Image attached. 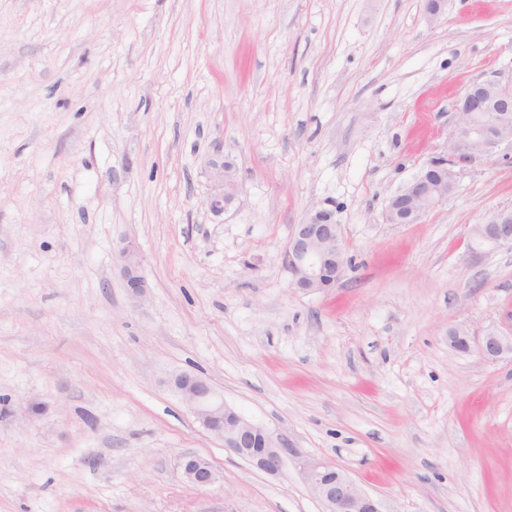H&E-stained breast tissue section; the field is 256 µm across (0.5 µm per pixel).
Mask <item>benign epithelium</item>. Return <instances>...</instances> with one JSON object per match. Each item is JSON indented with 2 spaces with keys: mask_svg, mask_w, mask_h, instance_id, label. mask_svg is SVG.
Wrapping results in <instances>:
<instances>
[{
  "mask_svg": "<svg viewBox=\"0 0 512 512\" xmlns=\"http://www.w3.org/2000/svg\"><path fill=\"white\" fill-rule=\"evenodd\" d=\"M458 127L449 143L450 151H443L427 160L421 171L402 189L388 197L384 217L389 224H417L428 211L448 204L450 196L444 183L457 182L454 163L448 155L460 161H472L483 156L512 157V128L505 123L512 112V78L493 75L475 81L470 90L455 102ZM480 112H498L499 121L481 126L474 116ZM216 193L209 206L223 211L236 196L233 165L224 159L209 164ZM468 250L475 255L474 246L486 249L512 247V225L499 213H493L486 223L471 226ZM121 272L130 297L141 301L146 294V283L141 275V261L136 248L127 244L119 251ZM288 270V287L305 293L324 292L335 287L349 265L345 247L329 209L314 211L303 224L294 225L284 251ZM481 356L489 362L512 357V333L488 331L479 343ZM173 386L187 408L202 426L224 442V447L259 469L277 474L281 471L288 448L269 430L251 422L234 408L226 405L210 382L195 374L179 373ZM178 466L191 484L206 487L220 479L214 466L206 458L185 454ZM302 475L325 508V512H383L380 501L365 492L339 467L320 460H306Z\"/></svg>",
  "mask_w": 512,
  "mask_h": 512,
  "instance_id": "obj_1",
  "label": "benign epithelium"
}]
</instances>
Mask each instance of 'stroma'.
I'll return each instance as SVG.
<instances>
[{
    "label": "stroma",
    "mask_w": 512,
    "mask_h": 512,
    "mask_svg": "<svg viewBox=\"0 0 512 512\" xmlns=\"http://www.w3.org/2000/svg\"><path fill=\"white\" fill-rule=\"evenodd\" d=\"M424 4L0 0V512H323L304 459L384 512H512V359L477 350L512 329V248L467 255L512 209V162L456 164L447 205L383 217L464 89L512 77V0L432 24ZM316 208L352 262L303 293L282 253ZM182 372L288 444L280 473L196 420ZM188 453L221 481L187 483ZM211 178L216 187V193L210 198L209 206L213 211H224L235 199L236 184L233 165L224 158L213 159L210 164ZM119 259L128 294L135 301L143 300L146 294V283L141 275V261L138 251L131 244H127L119 251Z\"/></svg>",
    "instance_id": "1"
}]
</instances>
